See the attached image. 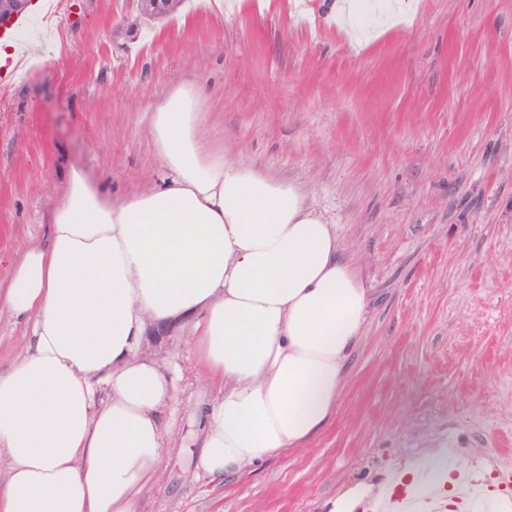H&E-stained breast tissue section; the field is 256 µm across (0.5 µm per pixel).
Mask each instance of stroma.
Listing matches in <instances>:
<instances>
[{
    "label": "stroma",
    "mask_w": 512,
    "mask_h": 512,
    "mask_svg": "<svg viewBox=\"0 0 512 512\" xmlns=\"http://www.w3.org/2000/svg\"><path fill=\"white\" fill-rule=\"evenodd\" d=\"M416 2L357 52L282 0H185L136 31L132 0H73L45 62L0 78V280L70 170L116 202L161 180L152 111L198 85L206 139L295 184L371 290L331 425L228 484L198 468L215 389L180 337L153 340L185 379L140 512H323L438 448L487 484L512 470V0Z\"/></svg>",
    "instance_id": "stroma-1"
}]
</instances>
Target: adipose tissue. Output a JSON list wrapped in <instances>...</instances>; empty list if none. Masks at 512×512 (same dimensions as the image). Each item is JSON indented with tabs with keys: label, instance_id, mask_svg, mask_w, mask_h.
<instances>
[{
	"label": "adipose tissue",
	"instance_id": "adipose-tissue-1",
	"mask_svg": "<svg viewBox=\"0 0 512 512\" xmlns=\"http://www.w3.org/2000/svg\"><path fill=\"white\" fill-rule=\"evenodd\" d=\"M201 87L158 106L165 176L111 201L71 171L45 240L22 243L0 311L30 326L0 372V512H139L170 445L181 368L150 334L187 328L218 395L198 467L229 482L336 411L369 290L291 183L201 137Z\"/></svg>",
	"mask_w": 512,
	"mask_h": 512
}]
</instances>
